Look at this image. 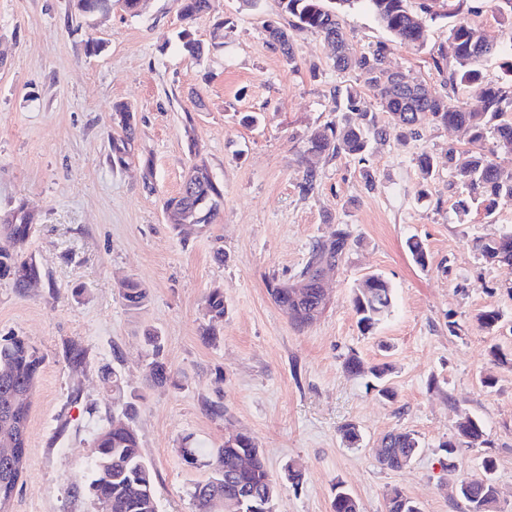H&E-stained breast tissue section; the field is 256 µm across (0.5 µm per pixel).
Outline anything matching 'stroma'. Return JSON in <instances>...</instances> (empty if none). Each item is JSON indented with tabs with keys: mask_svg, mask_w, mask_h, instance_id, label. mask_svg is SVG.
<instances>
[{
	"mask_svg": "<svg viewBox=\"0 0 512 512\" xmlns=\"http://www.w3.org/2000/svg\"><path fill=\"white\" fill-rule=\"evenodd\" d=\"M279 13L278 0H211L192 27L211 48L196 63L180 49L175 0H147L135 16L116 6L94 17L80 15L74 0H0V216L21 203L34 213L26 254L46 274L24 291L0 279V336H24L44 358L12 512H96L85 485L94 433L114 409L105 365L137 398L135 428L159 512H193L189 490L205 472L185 464L183 440L219 448L238 432L256 438L273 476L290 460L304 466L276 512H332L338 485L360 512H387L395 488L421 512H466L455 487L480 474L488 456L500 512H512V267L486 263L474 248L512 229V200L490 218L474 204L459 210L466 194L452 182L448 152L472 146L464 129L429 119L420 138L393 132L363 157L319 161L315 190L302 193L304 139L340 120L336 89H357L362 109L382 122L387 115L360 71H336L318 34H295L297 64L288 66L263 31ZM220 19L234 29L219 47ZM453 23L427 19V43L416 49L394 42L362 5L343 15L353 55L387 45L391 68L435 88L443 76L434 61ZM93 42L98 52H89ZM116 102L136 123L120 171L107 158ZM244 112L264 120L243 126ZM191 136L224 198L214 224L179 234L163 203L182 187ZM424 152L439 161L425 184L416 167ZM340 227L351 246L326 280L330 303L316 322L296 326L267 283L293 280L313 244ZM411 238L426 246L427 267L413 261ZM372 273L390 282L393 307L365 332L352 297ZM127 278L150 290L141 311L120 296ZM215 287L225 313L219 342L208 345L199 331ZM491 309L502 318L489 331L478 317ZM149 329L182 388L147 383ZM73 340L89 351L77 370L64 358ZM352 354L363 363L356 375L344 369ZM384 362L393 367L391 399L371 374ZM212 404L223 417L210 414ZM465 415L482 422L486 441L448 457L443 444ZM346 423L358 427V446L342 438ZM393 429L420 442L398 471L375 462L378 441Z\"/></svg>",
	"mask_w": 512,
	"mask_h": 512,
	"instance_id": "stroma-1",
	"label": "stroma"
}]
</instances>
